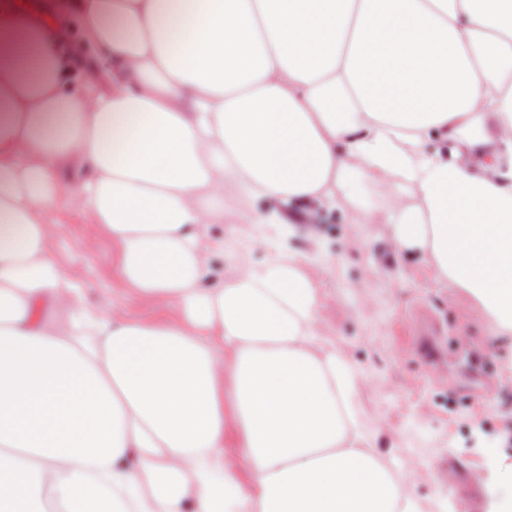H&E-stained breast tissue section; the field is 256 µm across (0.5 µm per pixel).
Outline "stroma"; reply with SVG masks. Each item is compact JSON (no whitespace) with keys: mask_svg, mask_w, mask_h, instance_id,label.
<instances>
[{"mask_svg":"<svg viewBox=\"0 0 512 512\" xmlns=\"http://www.w3.org/2000/svg\"><path fill=\"white\" fill-rule=\"evenodd\" d=\"M239 207L225 200L223 223L208 229L224 239L223 254L209 258L217 281L234 273L241 252L260 260L277 246L250 250L263 227L241 223ZM389 235L388 225L339 212L312 227L291 225L290 240L322 294L319 333L365 372L360 403L380 429L379 451L403 473L418 464L435 469L433 481L414 489L421 512H499L512 502V443L503 439L512 430V387L501 384L512 372V334L482 318L461 289L436 287L423 256L392 252ZM48 246L77 284L110 300L111 314L173 316L167 302L128 298L115 246L81 208L54 215ZM437 323L490 357L480 392H470L455 364L424 365L417 343Z\"/></svg>","mask_w":512,"mask_h":512,"instance_id":"obj_1","label":"stroma"}]
</instances>
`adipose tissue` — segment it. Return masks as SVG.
I'll return each mask as SVG.
<instances>
[{"label":"adipose tissue","instance_id":"1","mask_svg":"<svg viewBox=\"0 0 512 512\" xmlns=\"http://www.w3.org/2000/svg\"><path fill=\"white\" fill-rule=\"evenodd\" d=\"M228 191L389 225L512 332V0H0V512H420L295 248L206 287ZM73 203L176 318L90 301L47 247Z\"/></svg>","mask_w":512,"mask_h":512}]
</instances>
